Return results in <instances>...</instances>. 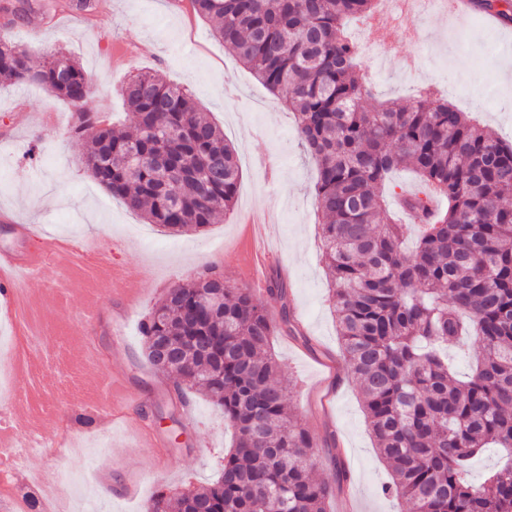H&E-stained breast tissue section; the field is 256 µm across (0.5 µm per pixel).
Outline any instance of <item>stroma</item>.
Returning a JSON list of instances; mask_svg holds the SVG:
<instances>
[{
  "instance_id": "obj_1",
  "label": "stroma",
  "mask_w": 512,
  "mask_h": 512,
  "mask_svg": "<svg viewBox=\"0 0 512 512\" xmlns=\"http://www.w3.org/2000/svg\"><path fill=\"white\" fill-rule=\"evenodd\" d=\"M62 0H29L30 12L6 25L18 0H0V25L30 48L34 63L46 52L66 49L87 72V100L103 123L124 111L123 83L153 71L171 84L188 85L203 111L220 126L237 153L240 182L234 210L201 231L172 234L146 223L123 200L99 185L81 162L83 144L70 130L75 112L37 85L0 87V212L35 228L36 239L91 238L115 267L140 273L131 293H104V310L124 307L119 326L96 332L100 357H82L83 305L96 286L93 262L84 256L47 258L41 271L21 278L26 304L17 319L35 322L43 344L61 354L46 379L60 390L54 409H36L28 372L16 369L0 411L18 406L17 437H46L47 449L28 458L15 479L22 494L42 498L36 472L68 478L74 447L100 448L94 478L73 485L72 508L97 512H146L159 490L180 492L216 481L233 430L204 396H175L177 379L152 368L140 327L168 288L215 267L233 288L243 274L283 285L293 335L273 337L270 351L283 377L296 386L291 405L314 436V474L335 482L339 467L350 480L332 512H409L406 502L386 496L389 472L370 434L357 382L346 368L329 302L330 279L321 260V225L314 185L317 169L296 138L283 95L271 93L237 62L212 22L183 11L182 0H98L93 12L61 9ZM419 42L401 32L360 51L358 76L369 89L367 109L405 106L423 88L450 98L460 111L512 142V83L502 66L512 61V26H495L474 14L428 10L417 16ZM124 366L111 389L103 374L113 361ZM74 379L91 399L112 404V424L84 425L68 408L64 385Z\"/></svg>"
}]
</instances>
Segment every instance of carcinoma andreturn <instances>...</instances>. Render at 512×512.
Wrapping results in <instances>:
<instances>
[{
    "label": "carcinoma",
    "instance_id": "1",
    "mask_svg": "<svg viewBox=\"0 0 512 512\" xmlns=\"http://www.w3.org/2000/svg\"><path fill=\"white\" fill-rule=\"evenodd\" d=\"M214 36L276 93L288 89L305 152L316 165L323 260L344 359L391 474L384 494L413 512H512V144L425 94L406 108L368 111L346 22L376 0H192ZM473 12L512 24V0H473ZM66 74L60 84L56 72ZM38 85L75 107L92 177L148 224L198 230L233 210L235 149L191 92L142 72L122 88L134 132L103 127L85 107L89 79L58 50L34 66L0 36V85ZM98 128L95 136L87 134ZM415 171L426 190L401 196L419 219L402 249L387 206L390 175ZM448 201L434 210L431 196ZM205 277L167 290L142 324L145 354L224 413L236 431L219 479L179 496L159 491L147 512H329L332 485L313 477L315 440L289 405L271 337L293 332L284 288L276 318L247 288L224 286V306H197ZM481 344L460 380L440 345ZM486 448L501 464L467 474Z\"/></svg>",
    "mask_w": 512,
    "mask_h": 512
}]
</instances>
